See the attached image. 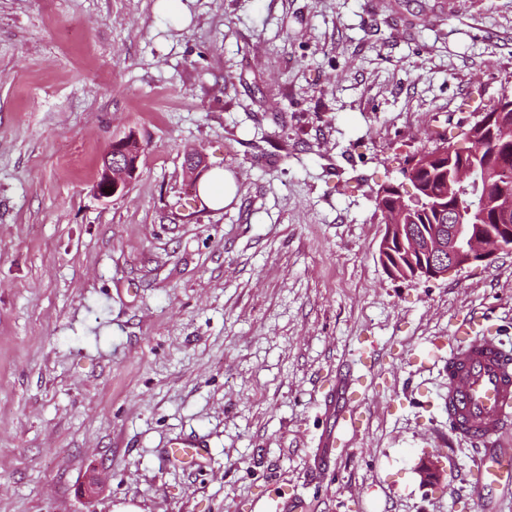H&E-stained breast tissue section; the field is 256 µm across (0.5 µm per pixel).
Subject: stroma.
Returning <instances> with one entry per match:
<instances>
[{
    "label": "stroma",
    "mask_w": 512,
    "mask_h": 512,
    "mask_svg": "<svg viewBox=\"0 0 512 512\" xmlns=\"http://www.w3.org/2000/svg\"><path fill=\"white\" fill-rule=\"evenodd\" d=\"M157 2L0 0V512H512L444 398L458 322L512 342V251L395 278L375 205L512 90V0ZM130 130L139 176L98 198ZM350 372L364 424L323 458ZM187 437L204 468L165 459ZM235 190L233 182L220 169L204 172L198 181V196L210 209H220L231 202Z\"/></svg>",
    "instance_id": "35a3bbf8"
}]
</instances>
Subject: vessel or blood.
Here are the masks:
<instances>
[{
	"label": "vessel or blood",
	"instance_id": "vessel-or-blood-1",
	"mask_svg": "<svg viewBox=\"0 0 512 512\" xmlns=\"http://www.w3.org/2000/svg\"><path fill=\"white\" fill-rule=\"evenodd\" d=\"M447 405L456 439L485 447L469 470L475 485L512 490V454L490 447L512 425V348L499 337L458 327L448 345ZM208 454L203 441L178 439L170 443L168 457L200 464Z\"/></svg>",
	"mask_w": 512,
	"mask_h": 512
}]
</instances>
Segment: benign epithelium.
Listing matches in <instances>:
<instances>
[{"label":"benign epithelium","mask_w":512,"mask_h":512,"mask_svg":"<svg viewBox=\"0 0 512 512\" xmlns=\"http://www.w3.org/2000/svg\"><path fill=\"white\" fill-rule=\"evenodd\" d=\"M473 128L463 141L448 142L434 154H419L414 165L425 170L437 159L448 164V191L408 193L402 186L389 184L379 192L387 201L390 223L378 246V256L387 272L407 280H436L452 269L489 264L496 254L508 249L503 237L512 236V191L502 188L490 197L484 190L487 173L477 165L483 146L495 134L496 115L477 113ZM143 144L130 131L112 139L102 158L93 190L97 197L109 199L125 194L137 178ZM416 210H432L448 217V224L422 237L410 233L405 218ZM408 254V263L396 251Z\"/></svg>","instance_id":"1"}]
</instances>
